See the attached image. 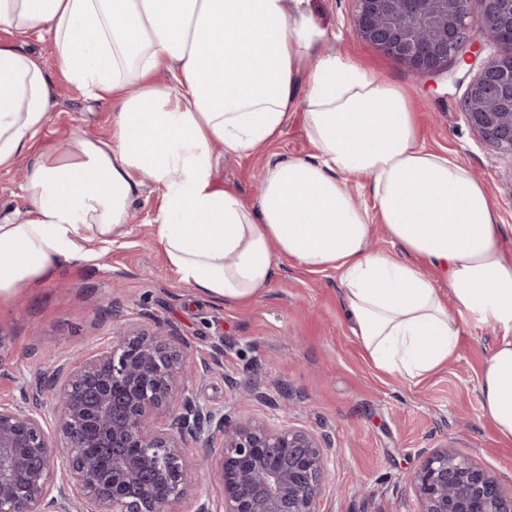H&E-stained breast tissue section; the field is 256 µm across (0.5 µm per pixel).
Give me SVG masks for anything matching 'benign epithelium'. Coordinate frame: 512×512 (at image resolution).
<instances>
[{
  "label": "benign epithelium",
  "instance_id": "1",
  "mask_svg": "<svg viewBox=\"0 0 512 512\" xmlns=\"http://www.w3.org/2000/svg\"><path fill=\"white\" fill-rule=\"evenodd\" d=\"M357 37L420 77L448 62L477 68L462 100L469 126L512 155V0H353ZM480 12L483 31L469 18ZM494 28L503 47L481 55ZM471 43V57H458ZM179 337L161 329L119 330L101 354L70 372L55 368L22 404H0V512H175L201 466L222 487L218 504L196 498L191 512H320L326 438L267 423L233 424L186 393ZM183 413L158 422L175 398ZM219 458L189 462L183 435L211 438ZM417 512H512V488L446 446L426 453L409 479Z\"/></svg>",
  "mask_w": 512,
  "mask_h": 512
}]
</instances>
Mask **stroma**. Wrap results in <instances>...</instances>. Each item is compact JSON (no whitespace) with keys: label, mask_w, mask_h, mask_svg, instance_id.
Listing matches in <instances>:
<instances>
[{"label":"stroma","mask_w":512,"mask_h":512,"mask_svg":"<svg viewBox=\"0 0 512 512\" xmlns=\"http://www.w3.org/2000/svg\"><path fill=\"white\" fill-rule=\"evenodd\" d=\"M316 20L334 33L330 48L359 59L406 88L421 143L467 167L486 185L512 238V155L482 141L460 108L473 75L453 63L427 79L361 41L352 0H312ZM57 84V101L39 146L65 148L71 132L109 137L112 112L61 78L48 42L30 38ZM299 115L283 136L240 157L216 154L218 179L256 203L258 172L268 161L311 156ZM29 157L0 169V215L24 217L23 173ZM157 191L132 205L130 222L94 257L64 265L0 304V403H16L56 364L103 346L120 325L152 318L179 336L194 369L189 393L232 422L290 425L330 440L321 512H415L408 479L426 452L448 444L512 487V441L500 439L479 391L483 367L504 330L468 326L438 372L408 381L376 368L352 335L336 269L280 262L269 288L250 303L217 302L181 283L151 235ZM221 360H214L216 345ZM260 396L242 400L239 386Z\"/></svg>","instance_id":"obj_1"}]
</instances>
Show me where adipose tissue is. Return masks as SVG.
Masks as SVG:
<instances>
[{
    "label": "adipose tissue",
    "instance_id": "obj_1",
    "mask_svg": "<svg viewBox=\"0 0 512 512\" xmlns=\"http://www.w3.org/2000/svg\"><path fill=\"white\" fill-rule=\"evenodd\" d=\"M310 4L0 0V168L31 158L27 217L0 218V300L94 256L150 187L153 238L181 282L247 303L280 259L336 269L351 330L387 373L437 372L466 326L512 330V253L485 184L420 144L400 86L327 51ZM33 36L48 38L68 83L109 100V138L73 134L63 154L37 147L56 101L42 57L24 48ZM293 112L311 158L268 164L253 205L217 182L214 145L249 154L280 138ZM356 184L370 206L355 205ZM376 220L399 255L371 247ZM480 394L512 439V340L493 348Z\"/></svg>",
    "mask_w": 512,
    "mask_h": 512
}]
</instances>
